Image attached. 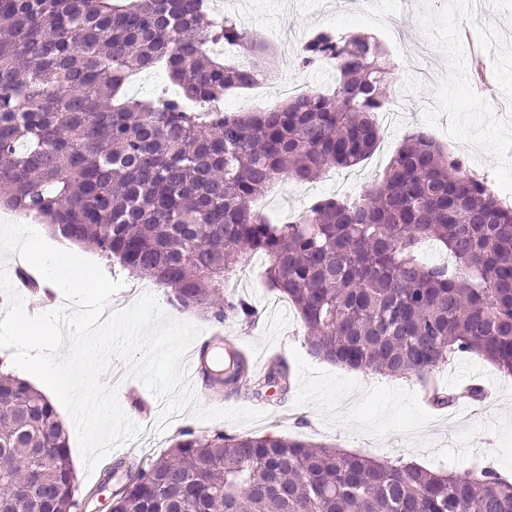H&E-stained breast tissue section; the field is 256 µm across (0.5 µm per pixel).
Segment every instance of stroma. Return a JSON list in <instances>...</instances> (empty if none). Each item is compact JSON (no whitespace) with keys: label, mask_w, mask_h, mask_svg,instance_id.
Listing matches in <instances>:
<instances>
[{"label":"stroma","mask_w":512,"mask_h":512,"mask_svg":"<svg viewBox=\"0 0 512 512\" xmlns=\"http://www.w3.org/2000/svg\"><path fill=\"white\" fill-rule=\"evenodd\" d=\"M224 12L273 46L288 47L289 56H278L273 63L280 80L298 78L318 92L333 85L334 71L298 70L293 56L315 28L368 34L390 52L397 111L379 113V146L355 168L329 169L305 185L278 183L261 201L273 219L288 220L317 197H342L369 184L415 129L432 135L461 159L465 169L488 175L500 197L512 201V25L506 23L512 18V0H224ZM285 100L278 85L271 84L225 93L224 109L256 112ZM74 252L100 262L107 276L123 281L111 308L127 307L149 293L170 319L193 323L201 327L202 337L212 336L209 320L172 310L165 289L155 282L100 261L95 251L78 246ZM252 263L255 274L244 275L237 292L251 302L256 314L248 322L225 321L222 334L243 345L256 371H266L272 358L286 360L293 375L290 392L284 397L273 392L263 400L244 393L225 396V407L263 411L265 417L257 423L204 422L186 412L174 416L161 431L157 399L139 379L128 376L125 362L113 359L104 380L117 386L123 410L141 426L137 439L116 448L94 472H87L74 423L65 409L57 411L68 432L77 495L87 501V512H100L99 502L90 496L113 464L158 457L188 428L199 435L221 430L300 438L346 453L399 457L433 470L462 471L485 462L512 476L511 377L480 358H454L437 375L443 388L477 382L486 398L436 408L414 380L347 371L324 362L309 354L291 303L260 278L263 257L254 256Z\"/></svg>","instance_id":"obj_1"}]
</instances>
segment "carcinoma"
Segmentation results:
<instances>
[{
    "instance_id": "obj_1",
    "label": "carcinoma",
    "mask_w": 512,
    "mask_h": 512,
    "mask_svg": "<svg viewBox=\"0 0 512 512\" xmlns=\"http://www.w3.org/2000/svg\"><path fill=\"white\" fill-rule=\"evenodd\" d=\"M208 0H0V204L40 219L166 288L168 304L222 323L254 311L226 288L248 257L286 295L310 353L348 370L435 375L459 354L512 375V206L410 133L354 197L323 196L288 223L257 201L283 179L310 183L366 160L389 103L375 38L323 28L301 69L335 64L328 94L231 115L215 105L268 71L267 45L236 19L204 23ZM204 42L247 52L246 66ZM172 91L133 99L136 73ZM433 242L449 262L424 259ZM224 389L259 399L291 387L277 360L259 378L227 352ZM112 512H512V479L489 465L432 471L302 440L191 430L166 453L116 466ZM67 432L52 402L0 363V512H76Z\"/></svg>"
}]
</instances>
